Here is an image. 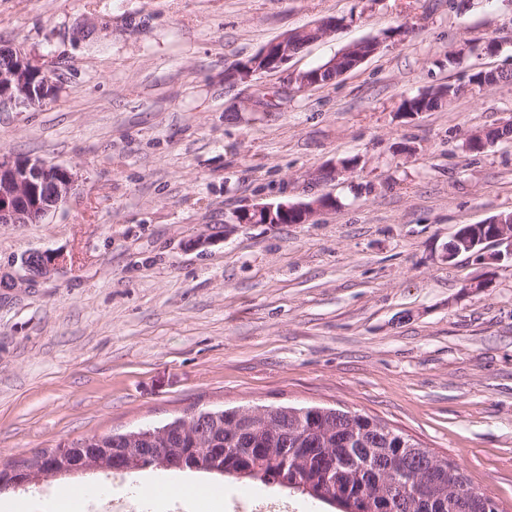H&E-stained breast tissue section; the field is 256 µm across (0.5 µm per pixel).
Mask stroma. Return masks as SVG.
<instances>
[{"label": "stroma", "instance_id": "35a3bbf8", "mask_svg": "<svg viewBox=\"0 0 512 512\" xmlns=\"http://www.w3.org/2000/svg\"><path fill=\"white\" fill-rule=\"evenodd\" d=\"M328 18L283 70L225 80ZM372 38L357 68L290 90V73ZM0 45L55 84L42 106L0 110V153L79 174L44 223L0 224L16 277L0 287V464L195 410L315 405L409 435L512 512V257L443 258L461 225L512 212V139L464 147L512 119V84L399 110L512 71V0H0ZM259 88L264 112L245 106ZM325 194L336 208L305 224L230 221ZM34 252L66 261L31 280ZM214 488L326 512L275 485ZM456 97V86L448 84L440 87L435 92L404 99L401 110L412 114L430 112L441 107L443 103L448 102L449 104Z\"/></svg>", "mask_w": 512, "mask_h": 512}]
</instances>
